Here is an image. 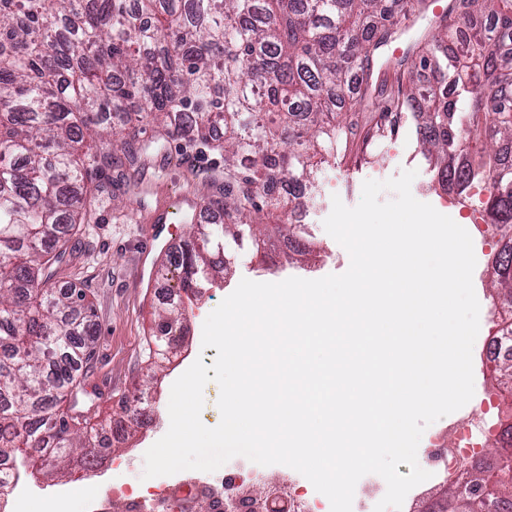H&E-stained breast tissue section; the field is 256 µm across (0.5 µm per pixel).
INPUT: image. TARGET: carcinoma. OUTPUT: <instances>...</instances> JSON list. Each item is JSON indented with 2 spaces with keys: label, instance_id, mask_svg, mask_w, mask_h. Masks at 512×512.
I'll return each mask as SVG.
<instances>
[{
  "label": "carcinoma",
  "instance_id": "obj_1",
  "mask_svg": "<svg viewBox=\"0 0 512 512\" xmlns=\"http://www.w3.org/2000/svg\"><path fill=\"white\" fill-rule=\"evenodd\" d=\"M0 0V457L32 467L87 469L112 452L90 448L79 417L78 377L94 355L96 330L82 296L56 288L76 251L71 232L94 198L112 192V166L137 167L159 141L112 130L108 116L138 97L163 137L206 136L224 121V180H210L207 208L224 230L184 244L173 276L183 291L221 270L207 257L243 247L261 215L285 218L305 196L314 159L346 158L361 143L335 111L396 117L419 111V135L439 181L480 185L485 221L500 235L492 287L512 336V0H448L402 56L386 47L426 0ZM490 29L462 27L457 17ZM431 81L421 87L418 70ZM123 158L115 157V152ZM157 358L182 332L180 305L159 313ZM512 402V361L495 364ZM497 477L498 493L462 499L448 491L439 512H491L512 505V461L468 471L464 487Z\"/></svg>",
  "mask_w": 512,
  "mask_h": 512
}]
</instances>
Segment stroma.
Returning <instances> with one entry per match:
<instances>
[{"mask_svg": "<svg viewBox=\"0 0 512 512\" xmlns=\"http://www.w3.org/2000/svg\"><path fill=\"white\" fill-rule=\"evenodd\" d=\"M392 125V133L378 140L369 154L316 167L313 198L302 212L318 254L281 251L283 237L276 229L278 219L266 217L262 227V235L269 242L266 255H256L248 247L231 255L227 272L204 288L198 304L189 310L180 347L162 363L149 355L157 334L159 293L135 286L141 270V247L156 232L176 252L197 226L212 228L223 224L222 214L204 208L208 191L199 172L204 169L223 174L224 155L219 151H200L182 138L170 137L164 143L165 156L153 155L145 160L138 187L114 183L111 194L102 196L89 212L79 236L80 250L58 278L59 287H73L84 293L97 331L96 358L92 367L80 375L78 408L84 411L90 426L102 432L108 426L126 424L123 400L145 395L150 404L137 422L127 424L126 437L113 442L110 460L73 474L24 477L21 485L35 490L47 501L55 499L59 489L69 490L78 485L87 486L93 493L114 480L140 488L161 485V478L143 479L144 454L169 428L168 403L174 381L195 360H203L209 366L217 355L215 348L202 345L207 316L235 290L241 279H318L348 269V252L323 227L332 210L333 197H340L346 206H356L365 180L383 181L398 176L401 170L413 169L417 172L411 185L413 196L450 216L460 226L470 227L469 208L450 200L437 183L436 172L422 151L414 114L404 113ZM164 203L171 209L168 223L153 226L137 222V213L156 210ZM472 240L476 256L473 286L480 304V329L472 357L473 373L479 384L473 398L458 412L426 428V436L417 450V461L421 464L427 460L429 436L439 435L444 444L453 443L457 419L472 412L481 413L485 403L498 395L484 349L493 327L489 270L495 241L479 234L473 235Z\"/></svg>", "mask_w": 512, "mask_h": 512, "instance_id": "obj_1", "label": "stroma"}]
</instances>
